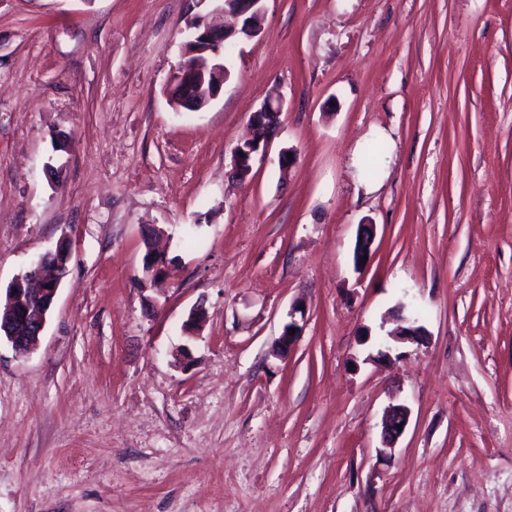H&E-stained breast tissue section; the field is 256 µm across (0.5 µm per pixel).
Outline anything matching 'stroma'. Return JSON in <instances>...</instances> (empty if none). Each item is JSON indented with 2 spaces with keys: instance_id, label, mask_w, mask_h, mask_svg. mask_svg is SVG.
Wrapping results in <instances>:
<instances>
[{
  "instance_id": "1",
  "label": "stroma",
  "mask_w": 512,
  "mask_h": 512,
  "mask_svg": "<svg viewBox=\"0 0 512 512\" xmlns=\"http://www.w3.org/2000/svg\"><path fill=\"white\" fill-rule=\"evenodd\" d=\"M210 8L0 0V294L72 243L37 347L0 342V512H512V0H265L220 95L178 112ZM283 103L282 96L278 92H273L260 109L253 113L252 136L238 144L233 153V170L240 180L251 174L257 157L262 159L266 156L268 140L277 128V119ZM240 153H243V156H240ZM374 244V233L373 225L363 224L360 227L355 249H354V261L357 266H363L372 255V246ZM365 258L364 263H361V259ZM300 313L301 316L304 315L303 310L294 306L292 312L290 313L291 321L285 324L282 328L281 334L276 343V351L277 353H285L291 349V347L295 344L297 340V336L300 335L301 326H299L298 322L295 320V315ZM290 329H295V334L290 336ZM409 421V409L404 404L392 406L387 411L382 423L381 436L386 443L385 448H394V443L403 435ZM397 425H400L401 431H398Z\"/></svg>"
}]
</instances>
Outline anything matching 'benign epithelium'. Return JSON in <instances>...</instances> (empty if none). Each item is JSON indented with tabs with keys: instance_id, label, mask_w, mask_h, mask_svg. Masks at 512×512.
<instances>
[{
	"instance_id": "1",
	"label": "benign epithelium",
	"mask_w": 512,
	"mask_h": 512,
	"mask_svg": "<svg viewBox=\"0 0 512 512\" xmlns=\"http://www.w3.org/2000/svg\"><path fill=\"white\" fill-rule=\"evenodd\" d=\"M263 0H219L212 11V18L197 17L188 25L185 57L174 72L169 98L175 110L191 109L202 111L219 96L230 72L215 46L234 44L238 36L256 37L261 33ZM283 108L282 96L274 92L252 115V136L238 144L233 153V170L239 179L247 178L257 158L266 156L268 140L277 128L278 115ZM374 244L373 225L360 227L354 261L361 265V259H370ZM70 243L62 235L54 248L45 251L31 264L27 271L18 276L8 288L10 303L0 312V337H5L19 353L28 352L38 341L48 322L57 291L68 272ZM166 258L154 251L143 261L144 273L158 278L165 270ZM303 310L295 306L290 313L291 321L285 324L276 343V351L285 353L291 349L300 335L301 326L295 315ZM205 310L197 305L190 312L185 323V332L197 334L204 321ZM295 335H290V330ZM427 333L415 325L401 328L393 338L399 342H422ZM409 421V409L404 404L395 405L387 411L382 423L383 442L391 446L403 435Z\"/></svg>"
}]
</instances>
